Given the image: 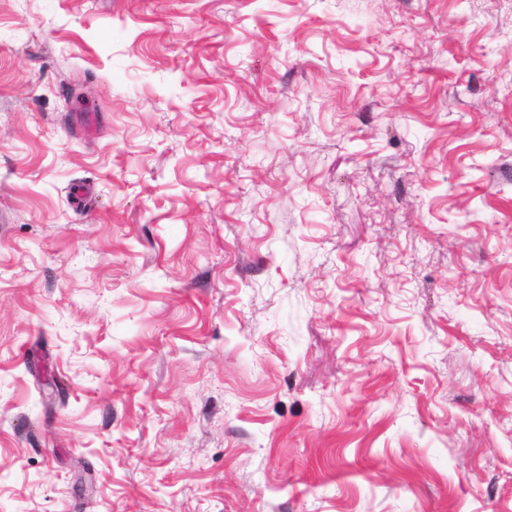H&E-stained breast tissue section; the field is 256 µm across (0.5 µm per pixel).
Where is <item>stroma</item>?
Segmentation results:
<instances>
[{
  "label": "stroma",
  "mask_w": 512,
  "mask_h": 512,
  "mask_svg": "<svg viewBox=\"0 0 512 512\" xmlns=\"http://www.w3.org/2000/svg\"><path fill=\"white\" fill-rule=\"evenodd\" d=\"M0 512H512V0H0Z\"/></svg>",
  "instance_id": "35a3bbf8"
}]
</instances>
